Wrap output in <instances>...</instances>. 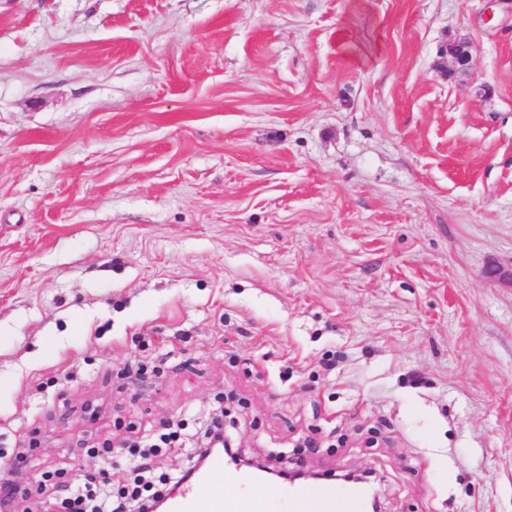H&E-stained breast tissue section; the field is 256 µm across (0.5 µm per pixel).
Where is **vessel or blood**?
<instances>
[{
  "mask_svg": "<svg viewBox=\"0 0 512 512\" xmlns=\"http://www.w3.org/2000/svg\"><path fill=\"white\" fill-rule=\"evenodd\" d=\"M223 473L227 484L249 489L250 498L224 493L213 476ZM261 487L260 479L249 472L229 467L223 455H214L207 468L194 479L180 484L170 494L166 512H260L252 495ZM303 512H359L367 498L364 487H330L308 494Z\"/></svg>",
  "mask_w": 512,
  "mask_h": 512,
  "instance_id": "vessel-or-blood-1",
  "label": "vessel or blood"
}]
</instances>
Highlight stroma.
<instances>
[{"label": "stroma", "instance_id": "35a3bbf8", "mask_svg": "<svg viewBox=\"0 0 512 512\" xmlns=\"http://www.w3.org/2000/svg\"><path fill=\"white\" fill-rule=\"evenodd\" d=\"M222 408L388 512H512V0H0L19 512Z\"/></svg>", "mask_w": 512, "mask_h": 512}]
</instances>
